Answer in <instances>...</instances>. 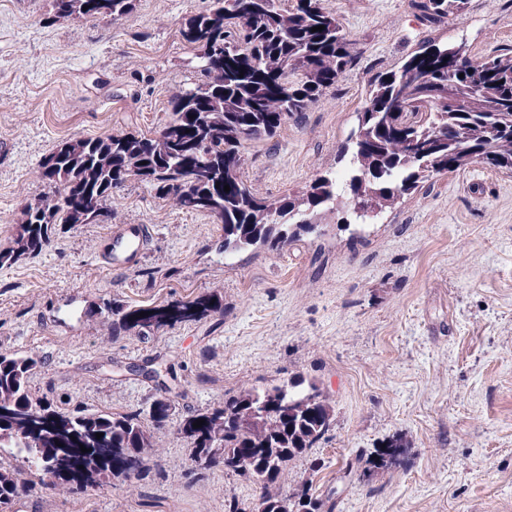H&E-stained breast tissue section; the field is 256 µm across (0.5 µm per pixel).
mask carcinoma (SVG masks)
Returning <instances> with one entry per match:
<instances>
[{
    "mask_svg": "<svg viewBox=\"0 0 512 512\" xmlns=\"http://www.w3.org/2000/svg\"><path fill=\"white\" fill-rule=\"evenodd\" d=\"M51 2L47 22L54 24L120 18L137 0ZM466 3L411 0L434 24L462 13ZM320 25L323 30L312 31ZM180 34L202 49L199 83L172 93L170 119L155 136L120 131L75 137L46 156L38 177L57 186V194L24 210L12 240L0 248V267L41 253L59 224L112 219L107 201L131 178L183 210L213 217L222 225V248L230 257L249 249L276 251L313 232L327 212L346 210L363 224L361 203L377 215L429 176L475 161L512 172V49L481 60L469 55L450 69L446 59L455 46L429 43L397 69L371 79L367 105L343 152V178L321 176L299 196L263 197L243 179L246 143L274 137L285 117L298 119L317 103L354 65L351 41L324 0H212L210 8L187 19ZM222 309L218 291L146 307L114 299L107 326L114 336H144ZM39 366L29 354H0V453L14 451L28 468L45 469L54 478L51 487L62 492L114 479L129 482L148 469L157 447L153 430L169 420V385L156 384L149 427L133 415L65 412L33 397L29 380ZM260 398L267 400V415L239 431L238 422L253 416ZM46 417L51 425L38 428ZM197 420L205 424L193 427ZM333 423L329 396L299 377L245 388L222 406L184 417L178 430L191 442L198 465L221 464L260 485L266 512H322V500L305 489L284 494L281 484L289 462L317 447ZM403 454L402 441L392 438L375 449L362 474L399 466ZM23 488L20 473L0 461V512H13Z\"/></svg>",
    "mask_w": 512,
    "mask_h": 512,
    "instance_id": "1",
    "label": "carcinoma"
}]
</instances>
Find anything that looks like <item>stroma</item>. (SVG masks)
<instances>
[{"label": "stroma", "mask_w": 512, "mask_h": 512, "mask_svg": "<svg viewBox=\"0 0 512 512\" xmlns=\"http://www.w3.org/2000/svg\"><path fill=\"white\" fill-rule=\"evenodd\" d=\"M358 58L300 119L246 144L244 178L277 199L343 174L341 151L369 82L422 43L466 44L482 58L512 47V0H469L432 25L409 0H325ZM209 0H137L120 20L49 24L50 0H0V247L24 208L49 195L36 178L62 141L121 128L156 134L169 96L196 82L199 51L180 31ZM116 221L61 225L52 245L0 267V353L35 355L32 394L60 407L149 422L153 382L177 393L143 479L57 493L30 479L18 512H224L257 484L198 467L180 421L249 385L301 375L333 402L317 448L290 462L286 491L333 500L331 512H512V173L475 163L435 175L365 224L338 214L277 251L225 258L221 225L132 179ZM118 224L148 230L138 264L100 259ZM220 291L223 312L140 338L110 335L107 306L175 303ZM392 437L404 462L346 475Z\"/></svg>", "instance_id": "obj_1"}]
</instances>
